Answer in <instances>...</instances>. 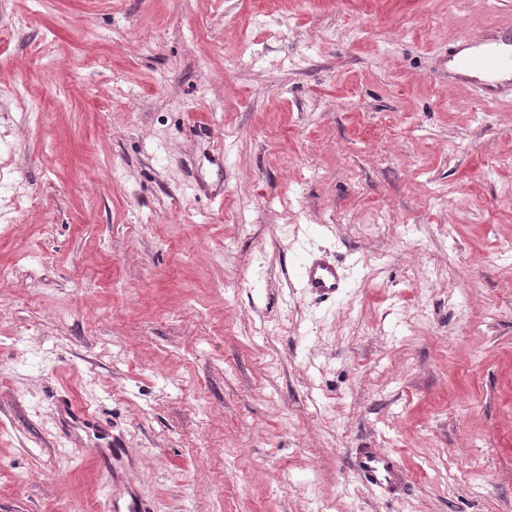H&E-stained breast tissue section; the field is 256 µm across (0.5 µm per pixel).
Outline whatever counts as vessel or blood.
Listing matches in <instances>:
<instances>
[{
  "label": "vessel or blood",
  "instance_id": "obj_1",
  "mask_svg": "<svg viewBox=\"0 0 512 512\" xmlns=\"http://www.w3.org/2000/svg\"><path fill=\"white\" fill-rule=\"evenodd\" d=\"M448 76L459 84L479 85L487 100L511 98L512 26L458 38L448 51ZM300 282L316 300L334 301L344 285L343 265L324 256H308L301 265ZM89 454L96 469L112 479V512H151L136 488L134 465L122 442L109 441L106 447L90 448ZM353 471L388 494L404 490L409 483L406 470L394 456L378 448L356 449Z\"/></svg>",
  "mask_w": 512,
  "mask_h": 512
}]
</instances>
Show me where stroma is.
Segmentation results:
<instances>
[{
	"instance_id": "obj_1",
	"label": "stroma",
	"mask_w": 512,
	"mask_h": 512,
	"mask_svg": "<svg viewBox=\"0 0 512 512\" xmlns=\"http://www.w3.org/2000/svg\"><path fill=\"white\" fill-rule=\"evenodd\" d=\"M502 23L512 0H0V512H109L63 398L154 512H512V100L448 78ZM318 249L331 303L299 284ZM300 282L316 300L331 302L344 285L343 265L339 260L310 254L301 265ZM63 413L69 418V420H67L69 431L70 428L74 427L92 428L94 430H96V427H99L96 419L87 409L72 404L71 402L63 404ZM97 432L101 433V431ZM353 471L370 485L388 494L406 488L409 476L401 464L380 448H356Z\"/></svg>"
}]
</instances>
